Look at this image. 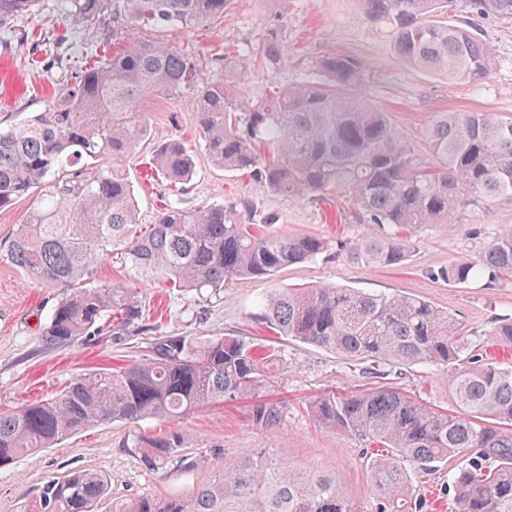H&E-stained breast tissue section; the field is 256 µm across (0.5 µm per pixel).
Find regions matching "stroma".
Segmentation results:
<instances>
[{
  "label": "stroma",
  "mask_w": 512,
  "mask_h": 512,
  "mask_svg": "<svg viewBox=\"0 0 512 512\" xmlns=\"http://www.w3.org/2000/svg\"><path fill=\"white\" fill-rule=\"evenodd\" d=\"M454 22L465 26L473 21L461 14ZM473 23L490 48L493 65L486 80L469 84L415 70L398 60L390 26L365 20L355 0H229L223 14L204 27L163 31L159 37L195 63L197 86L233 84L254 100L265 97L270 85L307 79L323 57L353 59L363 75L358 95L387 112L420 149L435 113L492 112L512 117V23L494 18ZM272 29L288 55L269 77L258 70L257 60ZM126 41V33L86 27L68 12L66 0H39L30 15L0 27V125H13L43 111L59 91L72 85V61L96 62L123 49ZM226 54L232 56V63L220 64ZM136 109L147 116L148 134L122 160L121 169L133 187L139 223H154L163 206L167 188L152 166L153 151L175 138L192 150L195 159L196 175L190 193L183 197L184 207L244 200L255 219L276 216L274 229L279 234L319 235L331 243L327 254L285 267L273 277L226 281L221 296L201 307L190 306L177 292L136 281L119 264H102V279L139 285L158 334L187 336L198 343L226 335L249 336L270 341L279 351L271 387L252 397L201 407L179 423L188 437L189 453L203 458L210 448L220 446L225 457L243 459L265 450L276 459L332 475L361 512H377L372 464L381 448L317 426L305 405L330 390L362 392L394 386L452 414L458 405L445 370L395 366L381 376L370 374L369 362L349 360L269 329L260 302L272 288L319 285L420 298L453 315L469 343L486 346L493 361L512 362V348L487 345L485 338L496 320L512 317V279L491 286L482 278L454 285L434 277L450 262L475 258L502 229L512 227V204L494 207L478 224H436L416 232L415 248L401 266L358 265L346 256L349 243L378 234V226L355 221L348 206L335 196L323 201L291 198L272 192L248 174L215 165L199 142L195 88L141 98ZM36 202L32 194L0 208V411L52 397L84 372L121 366L147 351V336L130 333L84 337L68 348L44 347L41 333L49 321L52 294L31 283L8 258L17 228ZM262 402L278 403L281 416L275 427L254 424L253 409ZM168 430V424L156 420L106 423L23 456L0 469V512H23L47 480L73 467L104 474L108 497L115 501L190 496L209 477V469L202 467L191 475L174 468L158 473L144 465L132 446L135 435L160 436ZM458 466L451 460L427 473H411L420 503L417 512H455L450 478Z\"/></svg>",
  "instance_id": "obj_1"
}]
</instances>
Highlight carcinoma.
Instances as JSON below:
<instances>
[{"mask_svg":"<svg viewBox=\"0 0 512 512\" xmlns=\"http://www.w3.org/2000/svg\"><path fill=\"white\" fill-rule=\"evenodd\" d=\"M38 0H0V26L33 10ZM90 27L122 22V52L76 72L74 85L26 122L0 128V208L30 194L37 206L19 225L8 257L55 296L42 333L48 348L69 346L112 328L142 332L145 301L137 288L100 278L117 259L142 281L197 297L224 291L233 278H269L330 249L317 235L288 238L258 224L246 204L182 206L194 177L184 142L154 150L153 165L170 195L153 224H139L133 188L118 168L148 134V94L193 83L195 65L141 29L191 31L224 14L228 0H69ZM364 17L392 29L394 54L407 65L450 81L476 83L492 68L488 46L448 14L512 20V0H357ZM287 49L270 31L260 53L274 74ZM361 70L331 54L309 78L275 87L253 101L224 83L197 89L199 137L226 171H247L271 191L292 198H348L363 224H478L500 203L512 204V119L491 112H438L424 132L422 155L388 114L357 96ZM110 158L112 166L99 167ZM415 243L390 233L357 239L349 249L363 265L399 266ZM489 285L512 277V227L472 260L454 261L434 277ZM263 318L283 336L375 366L430 364L448 368L459 411L443 414L393 387L348 394L329 391L309 402L319 426L388 448L373 478L379 512H408L413 488L407 467L420 471L451 459L466 464L452 477L456 512H512V365L467 350L459 325L426 301L356 288H274ZM488 335L512 346V318ZM147 357L117 369L85 373L51 398L0 412V468L51 448L90 426L156 419L176 425L201 406L251 395L269 384L257 345L220 336L203 345L186 336H157ZM279 407L264 402L253 422L270 427ZM185 435L136 436L145 465H174L210 477L192 496L142 497L110 503L109 512H359L330 475L264 454L230 460L213 449L188 453ZM108 495L99 472L73 468L45 483L31 512H97Z\"/></svg>","mask_w":512,"mask_h":512,"instance_id":"1","label":"carcinoma"}]
</instances>
